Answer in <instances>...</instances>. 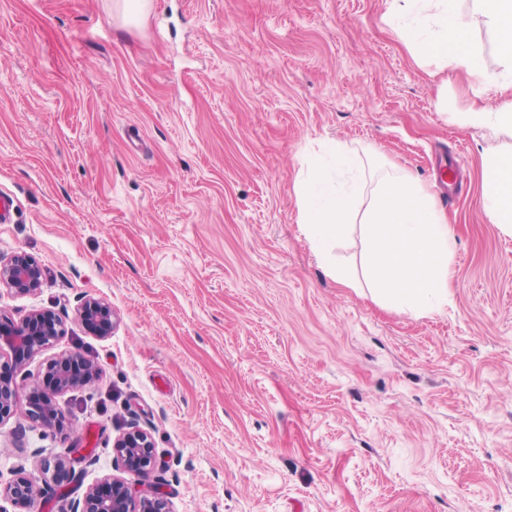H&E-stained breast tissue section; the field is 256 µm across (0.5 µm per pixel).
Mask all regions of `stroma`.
Listing matches in <instances>:
<instances>
[{
    "instance_id": "35a3bbf8",
    "label": "stroma",
    "mask_w": 512,
    "mask_h": 512,
    "mask_svg": "<svg viewBox=\"0 0 512 512\" xmlns=\"http://www.w3.org/2000/svg\"><path fill=\"white\" fill-rule=\"evenodd\" d=\"M0 0V257L40 290L0 312L66 324L29 365L76 350L99 369L57 399L66 427L0 424V471L41 478L37 450L79 445L70 487L29 512H71L120 476L172 512H512V232L481 204L483 155L512 134L465 123L512 100V61L475 18L496 78L440 70L390 0ZM335 144L447 197L448 305L415 312L347 288L360 229L318 256L299 224L306 159ZM108 301L112 334L77 317ZM157 465L118 468L129 424ZM115 10L126 24H136L146 12L150 0H115Z\"/></svg>"
}]
</instances>
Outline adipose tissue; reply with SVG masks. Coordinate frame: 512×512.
<instances>
[{"label": "adipose tissue", "instance_id": "ef3b65f1", "mask_svg": "<svg viewBox=\"0 0 512 512\" xmlns=\"http://www.w3.org/2000/svg\"><path fill=\"white\" fill-rule=\"evenodd\" d=\"M487 22L497 31V47L512 60V0H477ZM411 20L409 32L426 57L465 71L475 81L490 83L478 56L466 46L469 21L456 0H393ZM482 199L491 223L512 230V152H488L484 163Z\"/></svg>", "mask_w": 512, "mask_h": 512}]
</instances>
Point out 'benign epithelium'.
<instances>
[{
  "instance_id": "7a95c632",
  "label": "benign epithelium",
  "mask_w": 512,
  "mask_h": 512,
  "mask_svg": "<svg viewBox=\"0 0 512 512\" xmlns=\"http://www.w3.org/2000/svg\"><path fill=\"white\" fill-rule=\"evenodd\" d=\"M43 279L40 264L25 252L8 259L0 258V287L15 297L38 292ZM78 318L93 335H112L114 312L107 302L90 298L78 310ZM65 327L62 319L50 310H35L19 321L0 312V424L17 411L16 377L59 336ZM98 369L94 362L77 351L63 352L52 359L47 372L28 385V415L46 426L58 427L62 419L55 407L59 395L87 387L95 382ZM113 453L125 471L145 475L156 465L155 446L150 434L132 424L113 442ZM83 459L79 449L64 455L41 459L44 483L62 488L75 478L74 463ZM30 474L23 467L12 470V478L0 483V500L24 508L40 494ZM73 512H171L167 499L156 493L135 498L132 489L120 477L105 478L88 488L76 502Z\"/></svg>"
}]
</instances>
